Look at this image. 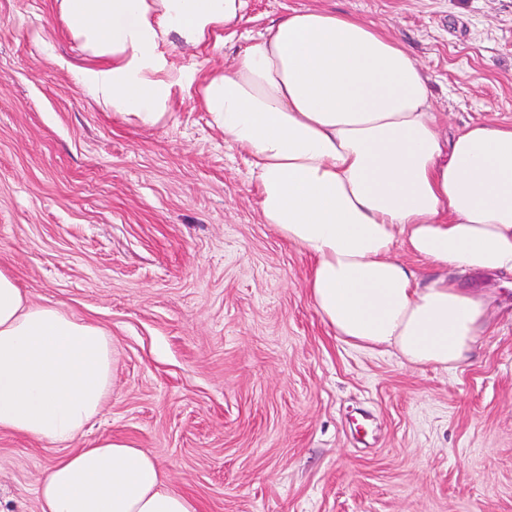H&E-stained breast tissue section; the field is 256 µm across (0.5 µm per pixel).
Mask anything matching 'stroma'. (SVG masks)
Here are the masks:
<instances>
[{"label":"stroma","mask_w":512,"mask_h":512,"mask_svg":"<svg viewBox=\"0 0 512 512\" xmlns=\"http://www.w3.org/2000/svg\"><path fill=\"white\" fill-rule=\"evenodd\" d=\"M290 6L383 27L449 132L512 123V0H249L239 33ZM170 52L224 69L220 49ZM91 62L60 0H0V269L112 337V397L74 441L0 431V512H39L45 468L108 437L201 512H512V277H468L498 313L455 370L345 345L196 86L143 126L77 82Z\"/></svg>","instance_id":"1"}]
</instances>
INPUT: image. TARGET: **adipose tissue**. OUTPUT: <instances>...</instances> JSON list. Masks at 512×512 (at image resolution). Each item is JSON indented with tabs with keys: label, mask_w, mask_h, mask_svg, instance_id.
Here are the masks:
<instances>
[{
	"label": "adipose tissue",
	"mask_w": 512,
	"mask_h": 512,
	"mask_svg": "<svg viewBox=\"0 0 512 512\" xmlns=\"http://www.w3.org/2000/svg\"><path fill=\"white\" fill-rule=\"evenodd\" d=\"M96 62L78 81L113 111L163 124L186 74L170 35L236 49L202 102L246 155L265 223L313 260L308 287L349 347L412 368L467 362L494 314L465 274H512V123L447 133L429 79L382 29L289 9L254 36L247 0H60ZM438 268L433 277L405 262ZM112 396V338L31 302L0 270V430L73 441ZM40 512H200L151 455L109 438L46 468Z\"/></svg>",
	"instance_id": "obj_1"
}]
</instances>
